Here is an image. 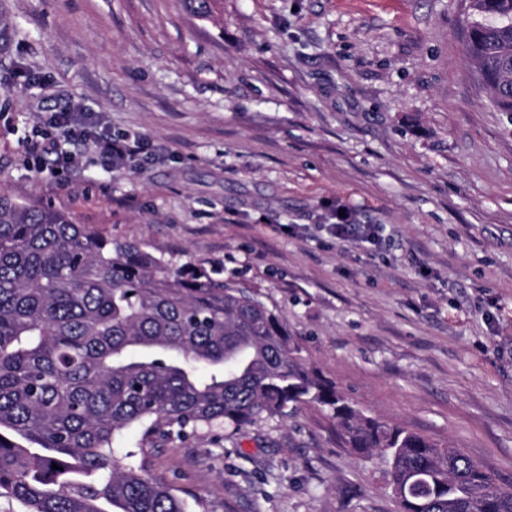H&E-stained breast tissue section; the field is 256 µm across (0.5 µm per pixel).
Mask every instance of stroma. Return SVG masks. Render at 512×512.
Returning a JSON list of instances; mask_svg holds the SVG:
<instances>
[{
	"label": "stroma",
	"instance_id": "35a3bbf8",
	"mask_svg": "<svg viewBox=\"0 0 512 512\" xmlns=\"http://www.w3.org/2000/svg\"><path fill=\"white\" fill-rule=\"evenodd\" d=\"M465 0H0V191L252 291L364 412L512 487V115ZM74 104L145 151L28 150ZM375 228L341 241L338 212ZM192 512H401L320 407L146 446ZM31 154L42 159L46 156L54 155V163L61 168H67L76 164L77 158L71 154H63L57 151L56 141L49 135H43L38 139L31 141L30 148Z\"/></svg>",
	"mask_w": 512,
	"mask_h": 512
}]
</instances>
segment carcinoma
I'll return each instance as SVG.
<instances>
[{
	"label": "carcinoma",
	"instance_id": "1",
	"mask_svg": "<svg viewBox=\"0 0 512 512\" xmlns=\"http://www.w3.org/2000/svg\"><path fill=\"white\" fill-rule=\"evenodd\" d=\"M200 19L217 0H183ZM465 52L512 114V0H468ZM255 295L0 191V499L24 512H190L123 431L174 442L317 404L380 453L402 512H512V488L453 443L366 415L298 357ZM58 468H52V464Z\"/></svg>",
	"mask_w": 512,
	"mask_h": 512
}]
</instances>
